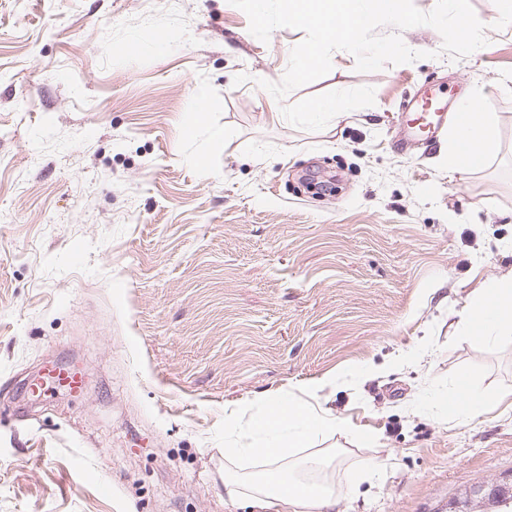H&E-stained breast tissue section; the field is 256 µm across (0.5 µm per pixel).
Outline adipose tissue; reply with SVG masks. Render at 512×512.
Returning a JSON list of instances; mask_svg holds the SVG:
<instances>
[{"mask_svg":"<svg viewBox=\"0 0 512 512\" xmlns=\"http://www.w3.org/2000/svg\"><path fill=\"white\" fill-rule=\"evenodd\" d=\"M469 120L466 125L452 124L448 132V168L459 171L470 168L464 156L465 145H473L476 154L488 150L493 131L478 98L472 97L461 105ZM459 327L484 331L487 341L512 334V277L477 289L470 307L461 315ZM255 427L272 431L273 437L263 443L243 442L242 452L266 462L262 478L243 480L231 475L224 478V500L230 504L248 502L255 512H334L336 492L331 482H308L304 476L319 472L330 465L329 451L306 456L301 467L288 466L286 460L296 449L310 447L325 436H346L350 424L336 416L330 408L297 400L287 408L270 404Z\"/></svg>","mask_w":512,"mask_h":512,"instance_id":"adipose-tissue-1","label":"adipose tissue"}]
</instances>
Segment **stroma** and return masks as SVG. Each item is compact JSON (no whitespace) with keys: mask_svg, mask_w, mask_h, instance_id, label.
Masks as SVG:
<instances>
[{"mask_svg":"<svg viewBox=\"0 0 512 512\" xmlns=\"http://www.w3.org/2000/svg\"><path fill=\"white\" fill-rule=\"evenodd\" d=\"M471 5L470 56L412 27L425 59L362 73L338 50L279 102L260 83L305 34L261 42L228 0H0V512H252L224 503L225 470H264L225 456V405L259 418L316 387L354 430L317 442L335 512H437L512 479V403H436L463 371L512 389V335L457 328L512 275V24ZM427 87L479 97L478 166L449 171L444 133L395 149ZM315 101L342 120L310 123ZM74 358L87 396L25 398Z\"/></svg>","mask_w":512,"mask_h":512,"instance_id":"stroma-1","label":"stroma"}]
</instances>
